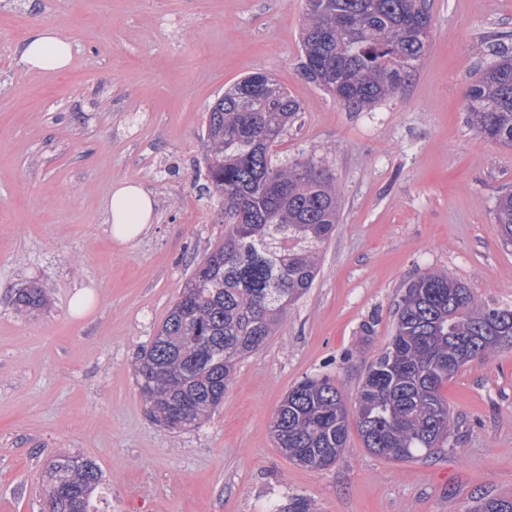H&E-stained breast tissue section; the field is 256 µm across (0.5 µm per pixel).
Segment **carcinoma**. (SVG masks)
Listing matches in <instances>:
<instances>
[{"instance_id":"cac0c4a2","label":"carcinoma","mask_w":512,"mask_h":512,"mask_svg":"<svg viewBox=\"0 0 512 512\" xmlns=\"http://www.w3.org/2000/svg\"><path fill=\"white\" fill-rule=\"evenodd\" d=\"M360 23L353 33L340 26ZM427 0H304L301 75L349 108L372 109L397 94L429 47ZM465 95L467 122L512 147V47ZM301 112L277 80L256 73L224 91L205 113L201 194L217 201L224 237L197 262L149 345L134 362L150 416L187 430L224 402L239 360L276 335L288 306L312 287L320 245L334 233L340 190L323 158L279 155ZM495 230L512 245V193L497 197ZM47 304L31 285L13 298L30 315ZM512 348V307L480 303L471 288L444 271L410 280L395 312L388 345L367 366L355 395V423L364 448L396 462L423 459L448 443L455 417L441 388L461 367ZM350 410L328 375L289 389L271 432L293 462L336 463L347 447ZM47 512H94L96 464L57 455L47 467ZM476 512H512V500L490 498Z\"/></svg>"}]
</instances>
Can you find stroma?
I'll use <instances>...</instances> for the list:
<instances>
[{
	"mask_svg": "<svg viewBox=\"0 0 512 512\" xmlns=\"http://www.w3.org/2000/svg\"><path fill=\"white\" fill-rule=\"evenodd\" d=\"M431 13L429 48L400 93L355 112L300 73L302 0H0V512H45V466L62 453L99 466V512H267L293 497L315 512H471L512 500L510 348L445 383L458 426L429 458L373 455L353 427L342 457L313 470L270 431L305 377L330 376L354 398L417 273L448 272L483 304L512 306V246L492 214L512 192V148L468 125L464 98L489 44L512 42V0H431ZM37 25L75 42L65 73L21 62ZM254 73L300 103L278 149L326 159L339 222L313 287L239 361L223 405L173 431L150 418L132 362L192 258L224 232L194 183L204 115ZM125 177L158 207L150 231L119 246L102 200ZM31 284L48 305L25 317L12 297ZM81 285L96 304L77 319Z\"/></svg>",
	"mask_w": 512,
	"mask_h": 512,
	"instance_id": "1",
	"label": "stroma"
}]
</instances>
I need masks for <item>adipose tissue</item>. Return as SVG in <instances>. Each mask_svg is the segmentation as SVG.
Listing matches in <instances>:
<instances>
[{"instance_id": "obj_1", "label": "adipose tissue", "mask_w": 512, "mask_h": 512, "mask_svg": "<svg viewBox=\"0 0 512 512\" xmlns=\"http://www.w3.org/2000/svg\"><path fill=\"white\" fill-rule=\"evenodd\" d=\"M74 43L52 26L33 28L21 47L20 59L30 69L58 72L73 58ZM110 215V235L119 244L138 239L152 224L156 200L133 178L115 182L105 200Z\"/></svg>"}]
</instances>
